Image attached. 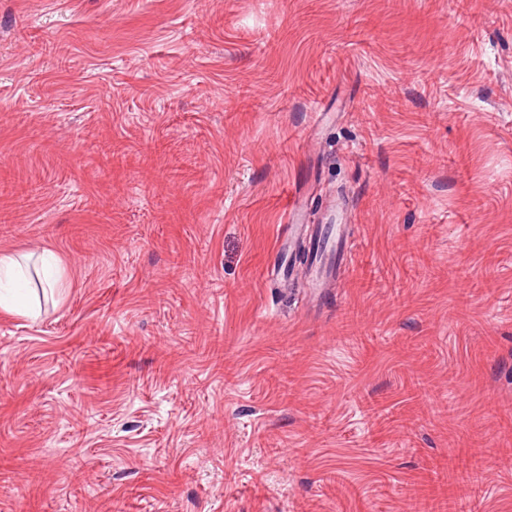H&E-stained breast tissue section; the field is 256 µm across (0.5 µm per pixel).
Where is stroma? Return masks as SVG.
I'll use <instances>...</instances> for the list:
<instances>
[{
	"label": "stroma",
	"mask_w": 512,
	"mask_h": 512,
	"mask_svg": "<svg viewBox=\"0 0 512 512\" xmlns=\"http://www.w3.org/2000/svg\"><path fill=\"white\" fill-rule=\"evenodd\" d=\"M324 113L320 127L311 115ZM342 202L319 301L283 224ZM0 512H512V0H0ZM31 257L0 251V309L37 318L40 314L39 303L28 293L30 281L23 266ZM475 467H476V463L470 464V465L464 464L462 469L456 470L457 475L454 478L453 482H448L447 475H446L445 482L444 481L442 482L439 473L437 471H434V474L437 476L438 485H434V487L432 488L431 496H429V497L427 496L423 502L421 501L418 503L419 506H418L417 511H419V512L433 511V510H428L431 507L430 500H434L436 497L435 496L436 494H433V493H437L438 490L445 492V491H447V486H448V508H451L450 507L451 503L456 505L458 502L457 501L458 499L460 500V502H462L461 496H458V498H457L456 491H457V489L458 490L461 489L462 486H464L469 481L470 473L472 470L475 469Z\"/></svg>",
	"instance_id": "stroma-1"
}]
</instances>
